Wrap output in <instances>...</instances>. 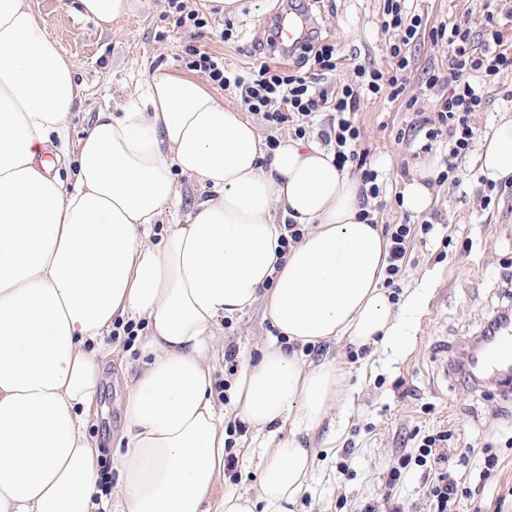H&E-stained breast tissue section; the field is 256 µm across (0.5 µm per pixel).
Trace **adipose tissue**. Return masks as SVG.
I'll list each match as a JSON object with an SVG mask.
<instances>
[{"instance_id": "obj_1", "label": "adipose tissue", "mask_w": 512, "mask_h": 512, "mask_svg": "<svg viewBox=\"0 0 512 512\" xmlns=\"http://www.w3.org/2000/svg\"><path fill=\"white\" fill-rule=\"evenodd\" d=\"M80 93L32 0H0V512H294L314 460L305 440L347 379L297 347L402 333L382 286L389 239L360 217L361 182L320 143L269 148L204 87L159 72L139 102L98 113L68 185L43 156ZM478 162L489 181L512 177V118ZM176 169L212 195L155 242ZM289 223L304 236L283 253ZM258 304L276 335L244 360L230 399L256 432L286 424L289 436L254 495H220L214 329ZM118 317L148 332L135 340L144 361L125 402L119 491L106 497L85 426Z\"/></svg>"}]
</instances>
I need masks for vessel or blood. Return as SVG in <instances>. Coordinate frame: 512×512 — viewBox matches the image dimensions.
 <instances>
[{"label": "vessel or blood", "mask_w": 512, "mask_h": 512, "mask_svg": "<svg viewBox=\"0 0 512 512\" xmlns=\"http://www.w3.org/2000/svg\"><path fill=\"white\" fill-rule=\"evenodd\" d=\"M312 17L305 10H286L274 20V45L299 49L307 41ZM490 331L482 345L470 351L464 371L474 381L499 387L512 395V312L501 311L488 322Z\"/></svg>", "instance_id": "1"}]
</instances>
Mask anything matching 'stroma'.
Segmentation results:
<instances>
[{"instance_id":"obj_1","label":"stroma","mask_w":512,"mask_h":512,"mask_svg":"<svg viewBox=\"0 0 512 512\" xmlns=\"http://www.w3.org/2000/svg\"><path fill=\"white\" fill-rule=\"evenodd\" d=\"M45 32L69 61L82 88L66 122L69 152L98 112L138 100L156 71L164 70L208 86L205 74L185 68L181 58L190 46L223 56L225 64L246 73L260 64L288 67L292 61L266 46L269 23L283 9V0H240L233 16H220L233 37L222 40L212 28L175 27L168 0H131L129 13L104 27L73 10L71 0H33ZM408 15L421 16L437 27L460 19L480 26L491 0H406ZM316 33L334 44L345 59L342 69L325 79L328 89L354 82L355 65L387 66L388 35L381 30L384 0H312ZM413 72L398 98L366 97L357 123L361 147L379 173L383 192L368 207L382 225L431 223L426 242H413L403 261L393 310L405 324L401 344H380L361 350L346 342H326L300 350L301 360H333L348 379L332 419L314 436L317 456L307 491L297 512H429L423 470L412 467L396 483L387 475L400 459L416 455L420 437L447 433L440 448L452 461L451 474L470 496L459 497L453 512H512V398L490 388H477L459 374H444V358L459 357L463 347L481 336L489 317L512 309V287L504 278L512 262V178L488 185L475 159L484 139L503 117L512 115V73L500 75L486 88L487 104L475 117L477 136L459 160V186L430 180L432 204L424 212L402 210L398 196L423 160L441 165L447 140L423 152L424 137L416 126L432 116L438 92L428 89L429 75L448 68L445 44L421 38L406 46ZM419 306L405 310L411 292ZM274 330L263 306L220 322L216 335L225 350L244 359L263 345ZM136 348L125 336H109L98 356L99 389L87 434L101 450L100 462L117 492L116 458L123 443L124 403L130 379L138 370ZM238 459L227 491L245 492L255 485L271 435H257L247 423H231ZM499 462L487 480H480L483 449Z\"/></svg>"}]
</instances>
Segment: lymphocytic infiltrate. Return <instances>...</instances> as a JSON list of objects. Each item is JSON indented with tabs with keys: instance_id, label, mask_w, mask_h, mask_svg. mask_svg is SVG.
I'll list each match as a JSON object with an SVG mask.
<instances>
[{
	"instance_id": "lymphocytic-infiltrate-1",
	"label": "lymphocytic infiltrate",
	"mask_w": 512,
	"mask_h": 512,
	"mask_svg": "<svg viewBox=\"0 0 512 512\" xmlns=\"http://www.w3.org/2000/svg\"><path fill=\"white\" fill-rule=\"evenodd\" d=\"M384 30L392 32L386 68L357 66V83L343 85L336 95L315 84V72H333L341 64L333 45L310 37L301 49L302 59L313 63V71L300 66L292 68L260 65L251 76L245 77L226 70L223 57L191 47L184 59L188 70L207 75L218 88L235 87L248 112L262 116L269 123L292 126L296 138L302 139L312 131L311 122L322 109L335 112L328 129L321 135L334 146L338 167L352 163L363 168L366 196L378 198L382 186L376 170L366 165L367 156L359 152L361 130L356 123L362 95L389 94L398 99L412 71L410 59L404 52L405 45L419 36L422 27L420 16L404 14L401 0H385ZM430 40L448 46V71L432 75L430 86L447 87L435 105L434 115L428 120L425 132L427 142L444 138L448 141V154L443 159L444 168L439 181L458 184V160L469 151L475 138L473 116L485 107L484 88L503 73L512 72V51L502 49V23L498 13L487 14L480 31H472L468 22H455L431 28ZM445 433L425 436L415 457L417 466L426 470L429 484L426 496L433 505V512H448L460 489L451 480L446 467L448 458L439 450Z\"/></svg>"
}]
</instances>
